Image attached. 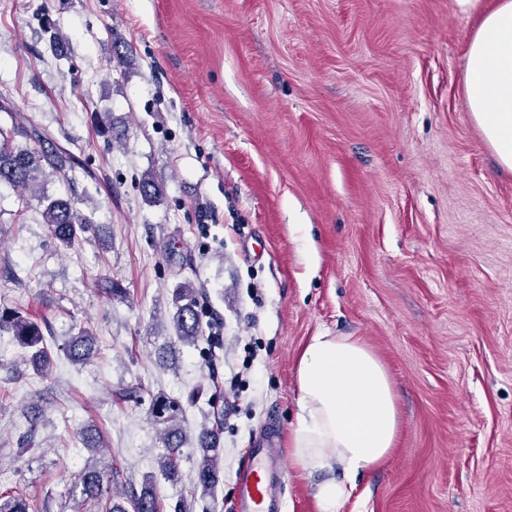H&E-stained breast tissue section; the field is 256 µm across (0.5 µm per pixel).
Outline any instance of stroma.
<instances>
[{
  "mask_svg": "<svg viewBox=\"0 0 512 512\" xmlns=\"http://www.w3.org/2000/svg\"><path fill=\"white\" fill-rule=\"evenodd\" d=\"M479 23L456 0H0V128L61 155L37 193L0 183V309L46 323L54 355L39 376L0 332V495L96 512L67 495L93 457L164 512H234L273 428L283 512H318L324 472H297L288 438L297 356L324 330L377 355L400 410L340 512H512V173L466 103ZM58 196L91 221L69 250L43 215ZM185 282L219 348L178 342ZM85 329L99 354L77 364ZM155 396L193 437L222 418L214 496L190 481L195 445L180 482L162 475ZM94 337L89 331H83L76 336L66 347L67 357L75 363H84L93 360L97 351L94 348Z\"/></svg>",
  "mask_w": 512,
  "mask_h": 512,
  "instance_id": "1",
  "label": "stroma"
}]
</instances>
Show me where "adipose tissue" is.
<instances>
[{
  "label": "adipose tissue",
  "instance_id": "adipose-tissue-1",
  "mask_svg": "<svg viewBox=\"0 0 512 512\" xmlns=\"http://www.w3.org/2000/svg\"><path fill=\"white\" fill-rule=\"evenodd\" d=\"M468 109L496 154L512 171V0L484 12L465 58ZM296 426L288 441L294 467L319 465V512H339L353 480L381 461L399 424L388 374L353 336L316 332L296 361Z\"/></svg>",
  "mask_w": 512,
  "mask_h": 512
}]
</instances>
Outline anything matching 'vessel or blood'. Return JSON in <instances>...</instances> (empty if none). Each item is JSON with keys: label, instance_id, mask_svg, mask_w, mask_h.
Segmentation results:
<instances>
[{"label": "vessel or blood", "instance_id": "b4317fda", "mask_svg": "<svg viewBox=\"0 0 512 512\" xmlns=\"http://www.w3.org/2000/svg\"><path fill=\"white\" fill-rule=\"evenodd\" d=\"M264 449H252L237 477V512H281L274 479L263 467Z\"/></svg>", "mask_w": 512, "mask_h": 512}]
</instances>
